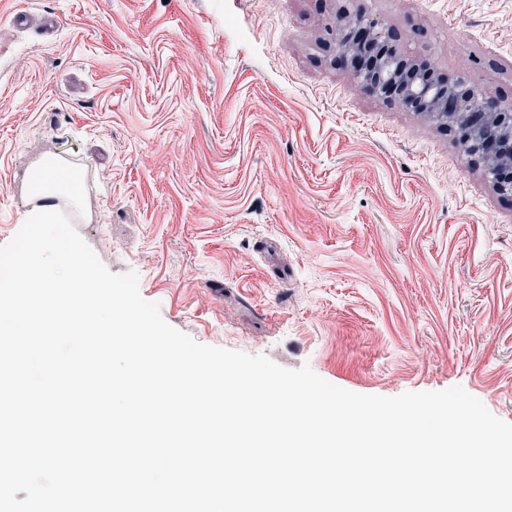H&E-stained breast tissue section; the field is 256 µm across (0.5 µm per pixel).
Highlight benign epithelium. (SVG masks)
<instances>
[{
	"label": "benign epithelium",
	"instance_id": "1",
	"mask_svg": "<svg viewBox=\"0 0 512 512\" xmlns=\"http://www.w3.org/2000/svg\"><path fill=\"white\" fill-rule=\"evenodd\" d=\"M365 43H356L336 29V51L347 62L367 54V66L356 69L354 86L365 94L391 98L399 107L419 112L452 131L465 154L481 157L496 189L512 194V104L503 105L463 80L436 73L434 66L408 57L393 44L390 30L372 17L356 15Z\"/></svg>",
	"mask_w": 512,
	"mask_h": 512
}]
</instances>
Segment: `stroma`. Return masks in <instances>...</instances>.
Masks as SVG:
<instances>
[{
    "instance_id": "stroma-1",
    "label": "stroma",
    "mask_w": 512,
    "mask_h": 512,
    "mask_svg": "<svg viewBox=\"0 0 512 512\" xmlns=\"http://www.w3.org/2000/svg\"><path fill=\"white\" fill-rule=\"evenodd\" d=\"M342 13L512 101V0H0V246L67 162L58 209L197 342L512 422V197L354 88ZM59 171L48 164H43L35 176L33 183L34 195L42 197L44 203L33 213L31 219L34 224H57L59 217L55 212V206L50 203L58 197H68L72 202L77 203L80 200L81 177L79 173L73 171L68 173L66 179L59 177Z\"/></svg>"
}]
</instances>
